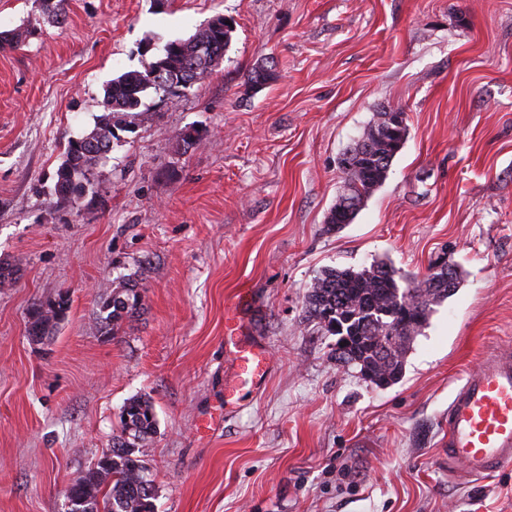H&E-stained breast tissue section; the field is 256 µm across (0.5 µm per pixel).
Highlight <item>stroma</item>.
<instances>
[{
	"label": "stroma",
	"mask_w": 512,
	"mask_h": 512,
	"mask_svg": "<svg viewBox=\"0 0 512 512\" xmlns=\"http://www.w3.org/2000/svg\"><path fill=\"white\" fill-rule=\"evenodd\" d=\"M0 0V512H61L70 478L106 451L127 399H150L145 447L157 512H512V467L467 482L438 459L448 403L484 352L512 345V0ZM235 27L202 85L159 99L93 169L94 188L50 204L69 139L106 84L215 16ZM275 67L260 91L257 65ZM384 106L408 137L340 230L342 153ZM202 138L183 148L186 131ZM461 273L386 389L337 363L305 296L330 267L386 260ZM119 277L140 316L103 334ZM68 293L53 336L29 339L32 303ZM267 347L241 388L225 319Z\"/></svg>",
	"instance_id": "obj_1"
}]
</instances>
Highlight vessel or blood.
I'll use <instances>...</instances> for the list:
<instances>
[{
	"label": "vessel or blood",
	"instance_id": "b4317fda",
	"mask_svg": "<svg viewBox=\"0 0 512 512\" xmlns=\"http://www.w3.org/2000/svg\"><path fill=\"white\" fill-rule=\"evenodd\" d=\"M239 328L225 339L244 384L265 380L268 364L261 347L240 340ZM448 441L442 453L479 478L512 466V349L486 351L481 364L464 378L448 404Z\"/></svg>",
	"mask_w": 512,
	"mask_h": 512
}]
</instances>
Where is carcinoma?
<instances>
[{
    "label": "carcinoma",
    "mask_w": 512,
    "mask_h": 512,
    "mask_svg": "<svg viewBox=\"0 0 512 512\" xmlns=\"http://www.w3.org/2000/svg\"><path fill=\"white\" fill-rule=\"evenodd\" d=\"M43 10L56 23L65 21V0H41ZM233 28L200 27L193 37L167 42L157 58L166 60L169 71L193 87L206 81L222 64L231 43ZM27 28L0 33V49L22 44ZM276 79L266 66L251 72L249 82L264 86ZM174 95L168 79H150L146 70L123 72L104 89L103 111L93 129L68 141L64 159L54 175L55 202H75L91 187L94 165L121 141L125 132L147 109L149 90ZM407 113L381 112L354 147L342 158L344 190L330 210L327 223L341 228L351 223L363 202L386 179L389 166L407 138ZM17 265L0 261V288L16 283ZM460 284L457 272L434 262L422 277L401 273L383 260L355 270L328 268L310 283L305 306L308 318L336 337V354L357 369L371 374L384 387L402 377L404 359L413 339L428 323L433 306L452 295ZM137 283L127 280L100 298L98 319L110 333L126 317L142 308ZM69 298L60 293L52 300L34 303L28 312V336L33 341L52 335L65 318ZM120 434L94 466L79 472L65 494L79 503L80 512H156L153 480L143 459V442L156 432L157 417L151 401L132 397L120 411Z\"/></svg>",
    "instance_id": "cac0c4a2"
}]
</instances>
